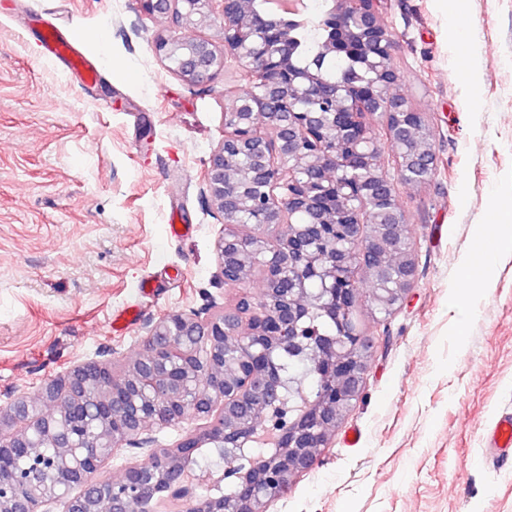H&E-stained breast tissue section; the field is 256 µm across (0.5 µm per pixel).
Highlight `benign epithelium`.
<instances>
[{
    "mask_svg": "<svg viewBox=\"0 0 512 512\" xmlns=\"http://www.w3.org/2000/svg\"><path fill=\"white\" fill-rule=\"evenodd\" d=\"M140 2L150 15L171 16L174 30L158 36L154 50L183 80L209 81L230 56L253 85L249 97L224 107V139L209 156L202 194L224 223L216 242L224 285L238 288L259 268L267 289L258 299L242 292L234 305L205 318L195 312L160 317L121 377L106 362L83 361L45 383L37 397L16 399L8 417L0 414V465L11 463L9 477L0 478V512H51L62 496L33 484L36 474L52 488L81 487L66 500L67 512H93L104 500L108 512H141L160 482L186 512H267L296 475L318 464L331 437L326 428L341 422L362 391L370 345L353 322L357 270L383 279L384 248L403 247L405 263L371 303L395 311L415 287L399 187L432 178L436 154L431 145L418 148V130L406 117L424 118L393 91L401 78L380 0H337L328 8L327 39L305 60L286 23L256 10L253 0H222V53L215 41L189 36L208 21L212 0ZM338 54L350 66L327 79ZM364 114L377 116L397 146L399 178L388 175ZM259 119L269 136L255 133ZM301 298L336 315V334L310 335ZM285 353L310 361L319 376L316 395L305 401L304 413L269 419L275 452L237 465L255 441V406L280 407L293 382L281 363ZM193 420L203 425L175 451L190 461L208 444L224 449L226 498L195 496L189 468L173 464L167 449L153 451L150 468L126 467L119 489L109 479L89 480L123 446L149 444L148 427ZM6 421L20 428L5 434ZM96 421L109 423V433ZM46 445L69 455L18 464L29 449Z\"/></svg>",
    "mask_w": 512,
    "mask_h": 512,
    "instance_id": "1",
    "label": "benign epithelium"
}]
</instances>
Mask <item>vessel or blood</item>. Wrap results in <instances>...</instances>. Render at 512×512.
Returning <instances> with one entry per match:
<instances>
[{"instance_id":"obj_1","label":"vessel or blood","mask_w":512,"mask_h":512,"mask_svg":"<svg viewBox=\"0 0 512 512\" xmlns=\"http://www.w3.org/2000/svg\"><path fill=\"white\" fill-rule=\"evenodd\" d=\"M36 49L41 60L79 77L84 87H92L99 78L95 61L85 52L81 40L66 34L51 14H42L38 20ZM486 452L490 458L512 456V413L497 417L485 435Z\"/></svg>"}]
</instances>
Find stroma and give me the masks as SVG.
<instances>
[{"label": "stroma", "mask_w": 512, "mask_h": 512, "mask_svg": "<svg viewBox=\"0 0 512 512\" xmlns=\"http://www.w3.org/2000/svg\"><path fill=\"white\" fill-rule=\"evenodd\" d=\"M40 10L84 37L94 88L35 53L23 24ZM381 10L437 156L431 180L400 190L417 282L386 324L359 303L362 394L270 512H512V459L483 445L512 411V0ZM171 28L140 0H0V409L77 362L123 372L152 321L238 298L201 189L245 83L231 60L186 83L153 49ZM173 213L189 236H171ZM147 278L158 296L143 297Z\"/></svg>", "instance_id": "stroma-1"}]
</instances>
